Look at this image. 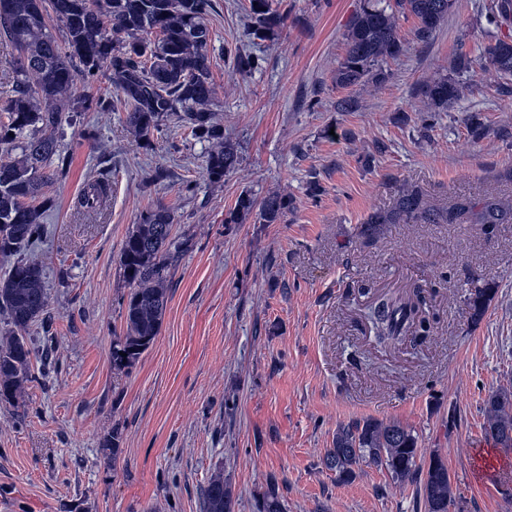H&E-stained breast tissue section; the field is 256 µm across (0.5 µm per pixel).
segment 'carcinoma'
<instances>
[{"label":"carcinoma","instance_id":"obj_1","mask_svg":"<svg viewBox=\"0 0 512 512\" xmlns=\"http://www.w3.org/2000/svg\"><path fill=\"white\" fill-rule=\"evenodd\" d=\"M64 32L58 39L46 21L45 4ZM210 0H0V44L17 52L8 61V80L0 83L8 122L0 124V151L21 152L19 160H0V254L14 256L0 279V310L7 322L0 329V402L20 398L32 380L33 349L23 332L50 317L51 304L41 265L21 257L42 239L43 216L51 200L42 189L67 175L69 157L61 150L59 130L64 101L74 98L100 111L120 104L125 123L142 141L160 131L161 121L173 119L190 133L212 144L204 171L212 183L224 181L240 162L237 144L224 135V124L213 110L214 82L208 53ZM456 8V0H364L345 35V53L336 65L333 82L347 89L369 81H382L381 65L405 52L399 35L401 19L411 16L415 38L428 42ZM491 20L512 21V0H492ZM252 40L270 39L283 23L271 0H249ZM488 68L502 79L512 76V37L498 38L485 48ZM474 60L458 54L450 73L423 83L418 93L426 112H446L465 95L463 76ZM107 69L116 98L91 92L98 72ZM108 182L94 180L78 201L81 211L97 213ZM291 200L272 192L258 200L241 193L226 224L256 215L262 224H276L288 214ZM507 213L495 199L480 209L457 200L435 209L411 186L401 190L395 209L375 213L363 234L374 241L383 224H501ZM188 249V241L173 235V216L158 204L148 209L128 232L121 249L120 267L130 286L124 307L123 335L113 340L115 366L133 365L159 334L175 264ZM495 297V289L481 288L467 298L469 320L478 324ZM426 296L420 288L414 298H380L371 323L377 339L392 343L427 336L431 323L423 316ZM483 432L487 439L512 447V389L499 387L484 400ZM418 436L395 420L365 418L339 426L333 447L324 457L339 481L354 478L364 463L384 468L394 485L419 482L425 512H450L456 506L448 467L438 453L417 462ZM204 512H234L224 474L215 473L203 488ZM259 512H284L275 484L262 494Z\"/></svg>","mask_w":512,"mask_h":512}]
</instances>
